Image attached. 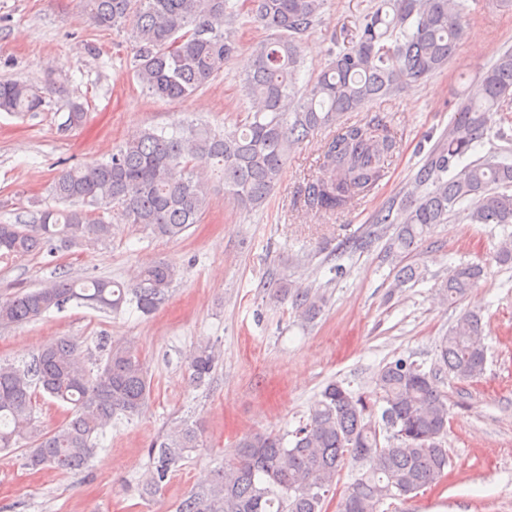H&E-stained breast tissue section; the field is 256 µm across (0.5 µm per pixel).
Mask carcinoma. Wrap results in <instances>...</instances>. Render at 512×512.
<instances>
[{
	"instance_id": "carcinoma-1",
	"label": "carcinoma",
	"mask_w": 512,
	"mask_h": 512,
	"mask_svg": "<svg viewBox=\"0 0 512 512\" xmlns=\"http://www.w3.org/2000/svg\"><path fill=\"white\" fill-rule=\"evenodd\" d=\"M325 2L253 0L252 14L265 38L256 43L242 78L250 102L245 118L222 129L206 123L170 133L148 128L105 161L61 170L51 193L67 208L38 209L27 224H0V258L104 243L112 238V222L105 218L111 212L157 238H177L209 207L198 163L212 164L225 198L259 210L280 181L290 148L326 128L333 134L322 146L318 174L298 191L299 204L317 213L358 204L386 175L399 138L382 120L350 121L344 115L442 70L456 52L470 6L463 0H377L349 45L330 51L325 66L300 87L301 37L319 21ZM83 6L93 25L129 31L134 76L157 99L184 101L206 89L238 52L236 22L243 12L231 0H83ZM511 104L508 48L458 99L448 131L407 188L409 203L377 216L378 224L398 225L390 248L412 251L450 216L469 224H512V163L494 155L463 163L491 132L504 134L500 125ZM43 105L33 86L0 80V111L25 117ZM493 261L512 268V240L498 246ZM484 274L477 263L452 265L440 293L454 305ZM177 278L164 262L141 267L127 282L63 274L35 291L0 298V326L30 323L72 301L115 311L130 304L149 315ZM424 278V270L405 264L395 287ZM275 287L292 298L304 319L321 311V298L311 289L284 281ZM100 350L103 359L94 371L66 337L44 346L24 369L0 366V449L25 446L32 469L76 470L95 455L114 419L141 415L152 387L137 346L103 340ZM437 357L440 369L459 380L482 378L487 352L481 316L461 314L441 337ZM217 361L213 346H196L187 357L190 382L204 384ZM34 384L70 405L65 421L48 432L34 424ZM376 385L379 414L332 381L292 441L269 431L243 434L209 485L185 497L177 512H325L347 466L356 474L341 498L344 512H380L389 500L405 504L438 485L449 465V410L436 375L398 358L380 368ZM199 442L196 427L184 422L172 428L152 453L141 494L159 492ZM357 448L373 452L360 457Z\"/></svg>"
}]
</instances>
